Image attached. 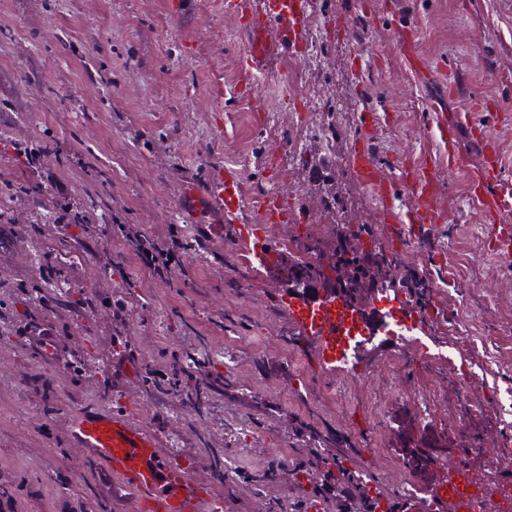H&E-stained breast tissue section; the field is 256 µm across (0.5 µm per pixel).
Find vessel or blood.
Returning a JSON list of instances; mask_svg holds the SVG:
<instances>
[{
	"label": "vessel or blood",
	"mask_w": 512,
	"mask_h": 512,
	"mask_svg": "<svg viewBox=\"0 0 512 512\" xmlns=\"http://www.w3.org/2000/svg\"><path fill=\"white\" fill-rule=\"evenodd\" d=\"M314 7V0H224L225 13L239 22L247 36V72H264L280 45L299 48ZM431 127L440 141L447 144L452 167L470 169L486 241L495 255L511 262L512 179L504 177L501 171L497 141L481 137L483 162L473 167L456 124L437 115ZM373 139L370 124H363L355 139L351 163L364 185L381 202L384 223L443 222L434 199L433 178L424 172L416 171L409 176L411 201L406 208L399 210L388 205L391 187L376 166ZM240 185L239 170L225 168L210 189L211 203L223 212L237 245L255 260H271L276 248L266 233L267 225L296 222V213L284 195L271 192L263 201V223H252L244 215ZM282 304L293 327L317 343L327 361L336 358L344 336L358 323L357 314L334 299L311 301L291 292L283 296ZM68 428L72 447L139 491L140 512H198L201 501L211 497L208 484L197 479L188 464L163 451L156 437L134 421L128 409H81L70 416ZM479 483L480 478L473 470L453 468L448 483L433 489L431 500L436 504L453 502L457 512H491L495 497L480 488Z\"/></svg>",
	"instance_id": "1"
}]
</instances>
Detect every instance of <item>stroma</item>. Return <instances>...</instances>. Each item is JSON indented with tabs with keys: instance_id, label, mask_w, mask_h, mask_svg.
Listing matches in <instances>:
<instances>
[{
	"instance_id": "35a3bbf8",
	"label": "stroma",
	"mask_w": 512,
	"mask_h": 512,
	"mask_svg": "<svg viewBox=\"0 0 512 512\" xmlns=\"http://www.w3.org/2000/svg\"><path fill=\"white\" fill-rule=\"evenodd\" d=\"M359 2L318 0L308 24L321 53L303 84L292 77L303 53L285 46L241 95L247 40L224 0H0V192L37 187L0 208V225L14 228L0 245V294L13 304L0 342V483L32 475L0 512H82L91 498L106 512H136L137 490L69 441L72 412L117 404L165 452L191 449L187 462L199 477L209 474L200 438L242 461L237 482L211 487L224 512H268L284 495L291 512H303L326 472L337 490L327 506L360 512L348 489L370 481L396 512H422L420 498L394 489L402 475L429 480L404 463L398 439V416L413 413L420 396L434 397L435 413L414 422L416 435L444 434L446 460L484 479L507 473L499 447L512 445V414L503 410L512 403V271L488 250L469 178L449 169L448 147L428 132L427 117L439 107L460 123L475 165L481 151L470 127L479 125L512 177V0H371L367 13ZM404 31L415 33L429 73L404 61ZM368 119L385 176L434 173L443 223L397 224L383 238L407 272L426 278L412 294L433 313L423 333L454 362L416 355L390 372L386 352L373 353L359 363L363 383L333 408L319 398L332 379L318 345L297 338L301 364L285 356L295 338L279 300L286 282L273 267L245 278L223 214L202 198L233 166L248 219L278 189L306 214L294 229L321 242L340 220L379 223L373 194L351 166ZM45 145L51 152L38 175L17 150ZM322 177L336 185L337 210L321 203ZM67 204L90 210V224H54L53 212ZM31 224L39 236L27 234ZM124 224L194 240L195 250L182 253L189 281L155 279L123 237ZM408 238L414 250H405ZM45 253L82 305L28 301L21 287ZM43 328L56 341L40 354L28 335ZM198 336L222 347L216 370L227 385L202 420L146 398L136 372H170L174 354ZM121 337L131 347L120 354ZM77 364L105 370L111 396L73 378ZM467 396L488 407L472 425L463 416ZM310 430L332 448L310 454L302 446ZM336 457L347 459L348 472L332 468Z\"/></svg>"
}]
</instances>
